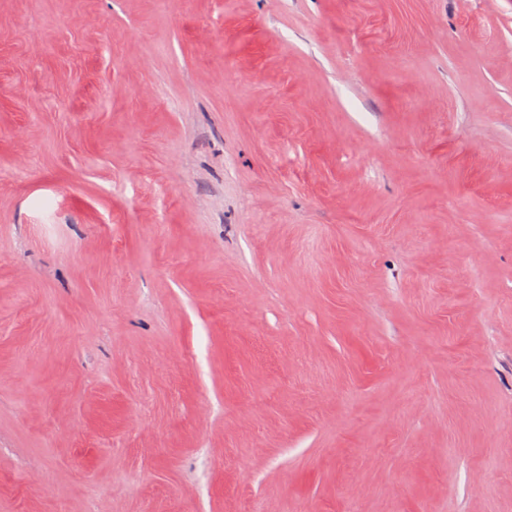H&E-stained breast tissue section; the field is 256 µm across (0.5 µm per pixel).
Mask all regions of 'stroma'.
<instances>
[{
  "label": "stroma",
  "instance_id": "obj_1",
  "mask_svg": "<svg viewBox=\"0 0 512 512\" xmlns=\"http://www.w3.org/2000/svg\"><path fill=\"white\" fill-rule=\"evenodd\" d=\"M0 512H512V0H0Z\"/></svg>",
  "mask_w": 512,
  "mask_h": 512
}]
</instances>
